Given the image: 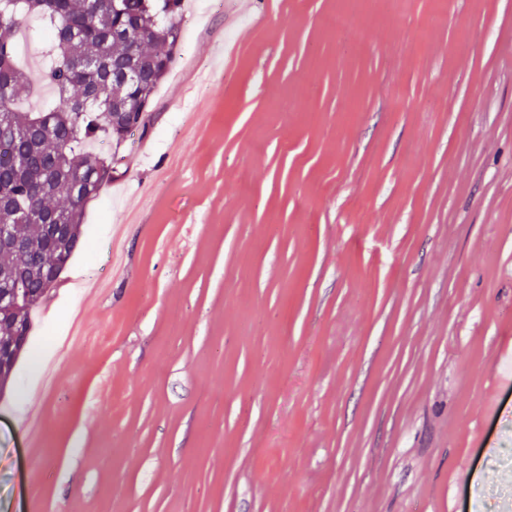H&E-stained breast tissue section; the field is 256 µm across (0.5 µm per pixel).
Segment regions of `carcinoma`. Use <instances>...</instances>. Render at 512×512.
<instances>
[{"label":"carcinoma","instance_id":"cac0c4a2","mask_svg":"<svg viewBox=\"0 0 512 512\" xmlns=\"http://www.w3.org/2000/svg\"><path fill=\"white\" fill-rule=\"evenodd\" d=\"M39 15L47 39L39 80L58 100L40 112L17 103L34 81L17 61L20 24ZM185 14L182 0H0V224L17 245L0 249V296L28 272L29 300L20 314L0 307V342L31 331L32 313L50 287L41 269L62 271L81 247L83 208L112 179L104 142L120 145L146 127V112L175 60ZM145 64L142 79L122 83L129 41Z\"/></svg>","mask_w":512,"mask_h":512}]
</instances>
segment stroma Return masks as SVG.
Wrapping results in <instances>:
<instances>
[{
    "instance_id": "35a3bbf8",
    "label": "stroma",
    "mask_w": 512,
    "mask_h": 512,
    "mask_svg": "<svg viewBox=\"0 0 512 512\" xmlns=\"http://www.w3.org/2000/svg\"><path fill=\"white\" fill-rule=\"evenodd\" d=\"M239 2L185 0L146 131L99 149L0 512H512V0H363L357 47L338 0ZM355 3L357 1H343V6L325 22V26L332 31L345 35L352 42L359 43L362 41L364 34L357 26V21L354 18L357 10L354 7L348 6V4Z\"/></svg>"
}]
</instances>
